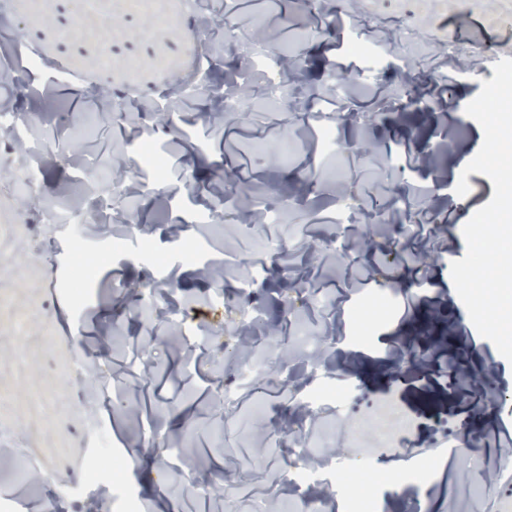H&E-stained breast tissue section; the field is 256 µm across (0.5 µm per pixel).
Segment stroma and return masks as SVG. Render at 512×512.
Here are the masks:
<instances>
[{"instance_id": "1", "label": "stroma", "mask_w": 512, "mask_h": 512, "mask_svg": "<svg viewBox=\"0 0 512 512\" xmlns=\"http://www.w3.org/2000/svg\"><path fill=\"white\" fill-rule=\"evenodd\" d=\"M312 14L297 0H263L271 27L290 19L284 43L303 65L288 93L294 106L271 103L257 74L210 37L208 92L177 106L193 121L181 135L164 111L170 89L200 49L195 18L179 0H151L147 13L126 0H14L0 19V113L32 114L65 157H32L46 198L78 199L67 223L53 228L22 187L0 194V225L15 227L0 260V429L80 482L92 449L87 413L105 446L129 461L126 486L84 498L76 512H125V492L157 512H297L303 500L323 512H351L339 473L366 471L378 512H512V363L475 327L450 275L464 257L462 234L488 203L493 184L463 169L483 142L465 108L492 79L478 56L448 62L452 39L489 38L512 56V0H326ZM111 25H103L102 13ZM361 41L364 53L352 52ZM52 61L35 67L27 46ZM355 78L363 119L342 118L331 139H293L295 131L336 108L333 86ZM248 86L243 111L211 127L228 82ZM104 85L126 111L107 113L84 86ZM147 138L167 149L169 168L152 195L139 192L149 171L130 172L129 196L112 199L82 182L86 161L109 170L116 150ZM325 178L311 184L309 173ZM223 172L238 196L217 206L213 176ZM471 186L455 192L459 179ZM186 202L171 216L167 202ZM287 203L291 223L254 236L246 208ZM219 223H207L209 213ZM98 231L88 255L120 236L122 251L94 271L82 304L70 292L69 238L88 222ZM195 243L198 256L182 245ZM167 255L158 273L143 244ZM257 274V319L233 300L243 272ZM223 290L214 311L208 298ZM314 298L308 316L331 342L325 357L293 351L291 305ZM383 300L366 323L355 312ZM248 326L254 351L289 348L256 375L219 360L209 336L228 322ZM107 366L111 388L61 393L76 354ZM332 390L337 400L323 398ZM392 411L398 428L383 436L376 417ZM330 455L328 478L288 482L296 440ZM51 482L18 478L0 448V500L14 512H48Z\"/></svg>"}]
</instances>
